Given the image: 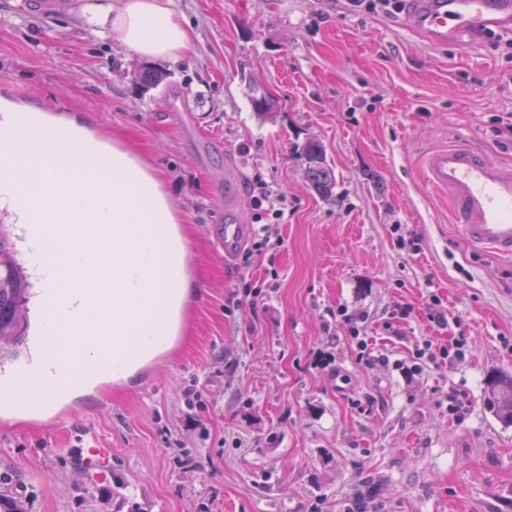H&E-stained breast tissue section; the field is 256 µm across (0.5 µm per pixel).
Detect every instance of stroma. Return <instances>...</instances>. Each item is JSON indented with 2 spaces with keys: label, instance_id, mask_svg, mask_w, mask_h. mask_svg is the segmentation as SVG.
Here are the masks:
<instances>
[{
  "label": "stroma",
  "instance_id": "stroma-1",
  "mask_svg": "<svg viewBox=\"0 0 512 512\" xmlns=\"http://www.w3.org/2000/svg\"><path fill=\"white\" fill-rule=\"evenodd\" d=\"M83 6L43 17L0 0V96L82 115L153 167L198 293L184 336L134 382L44 414L0 404L9 495L28 512H355L361 497L367 512H512V424L486 385L512 374V259L460 238L420 175L457 142L512 165L497 130L512 36L434 48L403 15L346 0H172L194 47L145 88ZM311 139L336 177L328 199L305 177ZM256 180L285 196L279 219ZM229 216L246 227L230 259L214 238ZM271 222L281 246H258ZM428 341L466 355L417 358ZM92 446L112 453L107 479L84 467Z\"/></svg>",
  "mask_w": 512,
  "mask_h": 512
}]
</instances>
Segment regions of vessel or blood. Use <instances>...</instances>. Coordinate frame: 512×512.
I'll list each match as a JSON object with an SVG mask.
<instances>
[{
  "instance_id": "1",
  "label": "vessel or blood",
  "mask_w": 512,
  "mask_h": 512,
  "mask_svg": "<svg viewBox=\"0 0 512 512\" xmlns=\"http://www.w3.org/2000/svg\"><path fill=\"white\" fill-rule=\"evenodd\" d=\"M406 22L431 46H469L481 31L512 34V0H408ZM421 171L447 196L449 216L464 238L512 258V166L486 164L471 148L454 144L426 153ZM84 461L99 479L112 468L105 448L86 449Z\"/></svg>"
}]
</instances>
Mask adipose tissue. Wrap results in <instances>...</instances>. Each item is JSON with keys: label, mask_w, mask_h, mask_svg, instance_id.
Masks as SVG:
<instances>
[{"label": "adipose tissue", "mask_w": 512, "mask_h": 512, "mask_svg": "<svg viewBox=\"0 0 512 512\" xmlns=\"http://www.w3.org/2000/svg\"><path fill=\"white\" fill-rule=\"evenodd\" d=\"M92 21L134 55L175 59L191 48L171 0H90ZM0 208L34 255L41 292H55L44 319L50 346L32 364L45 382L82 366L65 398L98 382L129 383L179 340L196 287L180 218L158 175L134 152L101 141L77 115L57 116L0 98Z\"/></svg>", "instance_id": "1"}]
</instances>
